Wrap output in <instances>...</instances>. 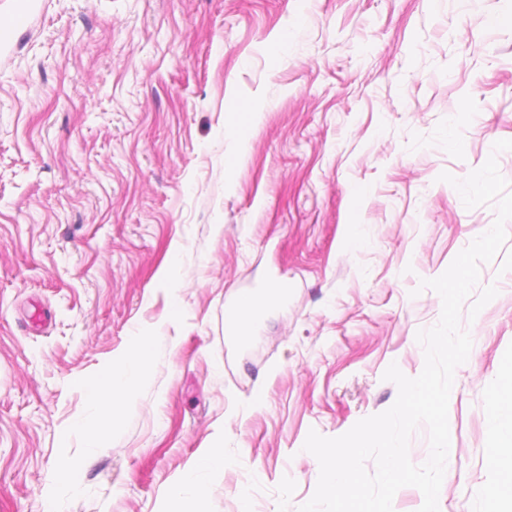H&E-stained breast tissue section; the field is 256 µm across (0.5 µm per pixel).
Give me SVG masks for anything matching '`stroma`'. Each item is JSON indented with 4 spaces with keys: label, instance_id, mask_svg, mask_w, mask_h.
I'll list each match as a JSON object with an SVG mask.
<instances>
[{
    "label": "stroma",
    "instance_id": "1",
    "mask_svg": "<svg viewBox=\"0 0 512 512\" xmlns=\"http://www.w3.org/2000/svg\"><path fill=\"white\" fill-rule=\"evenodd\" d=\"M512 0H37L0 54V512H167L208 448L206 512H297L309 431L390 408L424 367L418 291L495 219L439 179L512 181ZM480 267L440 512L512 492V221ZM179 288L182 307L169 303ZM274 294L239 347L224 308ZM157 336L119 413L86 389ZM119 417L93 459L71 424ZM69 459L74 482L55 473ZM501 448H510V454L501 456L512 487V392L501 395L496 401V414L492 420Z\"/></svg>",
    "mask_w": 512,
    "mask_h": 512
}]
</instances>
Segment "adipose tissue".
<instances>
[{"mask_svg": "<svg viewBox=\"0 0 512 512\" xmlns=\"http://www.w3.org/2000/svg\"><path fill=\"white\" fill-rule=\"evenodd\" d=\"M154 367L152 339L134 337L130 351L113 361L106 376L93 384L87 397L95 408H119L128 392L148 377ZM224 467L222 447L208 449L197 461L196 467L182 484L170 492V512H201L209 486L205 476Z\"/></svg>", "mask_w": 512, "mask_h": 512, "instance_id": "obj_1", "label": "adipose tissue"}]
</instances>
